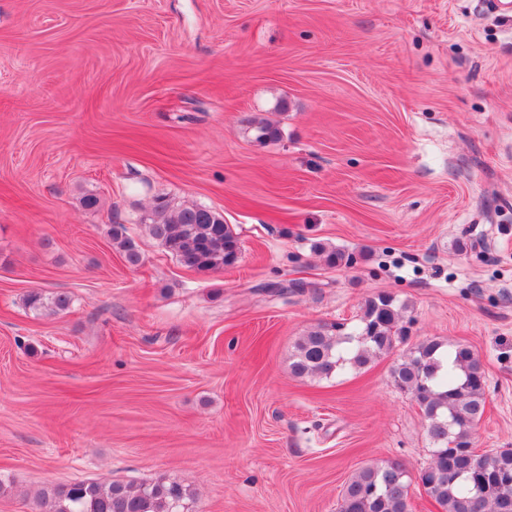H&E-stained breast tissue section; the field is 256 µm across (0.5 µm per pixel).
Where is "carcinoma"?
Masks as SVG:
<instances>
[{
  "mask_svg": "<svg viewBox=\"0 0 512 512\" xmlns=\"http://www.w3.org/2000/svg\"><path fill=\"white\" fill-rule=\"evenodd\" d=\"M246 131L261 144L281 136L277 124L258 116L246 120ZM142 221L151 236L190 270L219 271L238 260V237L223 215L210 208H174L158 196ZM112 240L129 265L140 263L141 254L125 236L123 225H112ZM406 311L407 305L393 295L379 293L365 300L352 330L337 323L315 326L295 342L291 373L328 379L344 369H364L407 343ZM391 376L426 419L431 460L414 479L439 512H512V448L489 455H478L473 448L486 405L485 371L474 351L461 343L428 338L408 349ZM414 479L398 463L369 464L347 481L339 512H411ZM43 499L50 512H190L191 504L187 488L164 479L136 489L116 481L74 483L44 493Z\"/></svg>",
  "mask_w": 512,
  "mask_h": 512,
  "instance_id": "carcinoma-1",
  "label": "carcinoma"
}]
</instances>
